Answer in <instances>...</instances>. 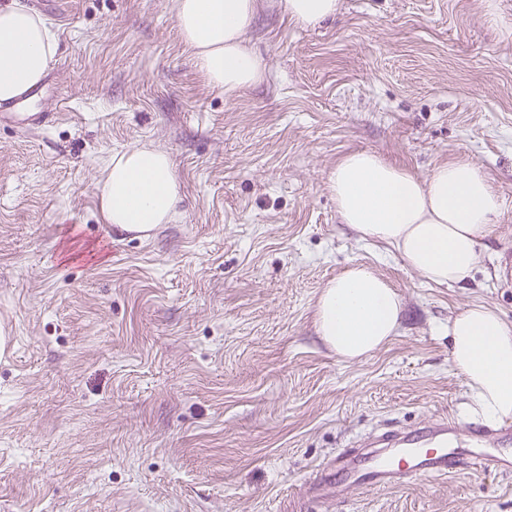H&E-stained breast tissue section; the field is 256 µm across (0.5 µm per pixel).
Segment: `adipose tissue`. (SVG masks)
Here are the masks:
<instances>
[{
    "instance_id": "obj_1",
    "label": "adipose tissue",
    "mask_w": 512,
    "mask_h": 512,
    "mask_svg": "<svg viewBox=\"0 0 512 512\" xmlns=\"http://www.w3.org/2000/svg\"><path fill=\"white\" fill-rule=\"evenodd\" d=\"M175 24L205 82L235 96L259 84L265 61L248 31L266 0H170ZM291 21L336 17L340 0H277ZM51 26L23 0H0V101L38 85L56 52ZM329 189L341 223L358 241L388 246L427 283L463 285L485 264L484 238L502 199L480 166L457 160L420 177L362 149L333 170ZM107 223L146 230L167 223L180 201L170 155L146 143L113 154L100 181ZM403 299L370 266L331 279L315 305L317 330L345 361H359L397 336ZM452 368L464 379L476 414L512 419V322L487 304L461 307L448 323Z\"/></svg>"
}]
</instances>
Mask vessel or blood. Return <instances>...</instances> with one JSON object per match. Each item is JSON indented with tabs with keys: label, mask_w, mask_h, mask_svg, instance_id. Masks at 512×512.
<instances>
[{
	"label": "vessel or blood",
	"mask_w": 512,
	"mask_h": 512,
	"mask_svg": "<svg viewBox=\"0 0 512 512\" xmlns=\"http://www.w3.org/2000/svg\"><path fill=\"white\" fill-rule=\"evenodd\" d=\"M49 112H19L14 104L0 103V125L18 129L45 127ZM512 422L490 427L461 422L457 415L442 412L426 424L399 430L374 441H356L331 462L317 467L314 492L331 488L343 498L354 491L385 490L426 477L443 479L463 470L512 476Z\"/></svg>",
	"instance_id": "1"
}]
</instances>
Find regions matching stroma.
Segmentation results:
<instances>
[{"label": "stroma", "mask_w": 512, "mask_h": 512, "mask_svg": "<svg viewBox=\"0 0 512 512\" xmlns=\"http://www.w3.org/2000/svg\"><path fill=\"white\" fill-rule=\"evenodd\" d=\"M56 31L47 128L0 125V512H512V478L303 494L350 442L455 410L467 302L512 321V0H341L315 26L268 8L264 80L228 98L170 0H26ZM167 151L182 201L135 237L97 180L134 143ZM366 149L413 174L467 159L503 199L463 287L421 280L341 224L328 179ZM362 263L403 298L397 336L340 360L315 325Z\"/></svg>", "instance_id": "obj_1"}]
</instances>
